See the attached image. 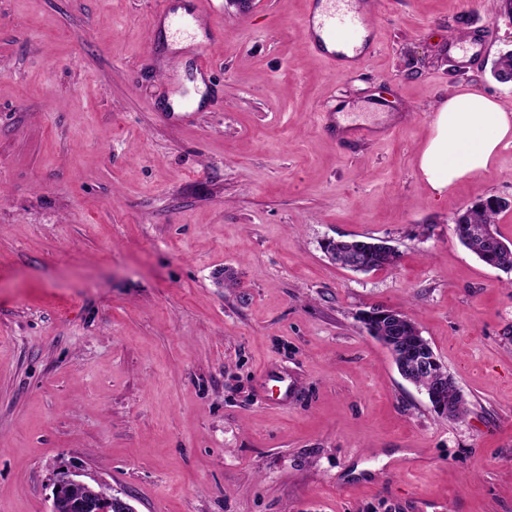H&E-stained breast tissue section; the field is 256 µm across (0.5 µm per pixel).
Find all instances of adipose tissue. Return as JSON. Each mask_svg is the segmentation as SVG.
Segmentation results:
<instances>
[{"label": "adipose tissue", "mask_w": 512, "mask_h": 512, "mask_svg": "<svg viewBox=\"0 0 512 512\" xmlns=\"http://www.w3.org/2000/svg\"><path fill=\"white\" fill-rule=\"evenodd\" d=\"M512 137V117L492 98L466 92L449 96L438 109L434 135L419 167L436 193L488 168L500 145Z\"/></svg>", "instance_id": "ef3b65f1"}]
</instances>
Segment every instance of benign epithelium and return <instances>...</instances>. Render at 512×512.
I'll return each mask as SVG.
<instances>
[{"label":"benign epithelium","mask_w":512,"mask_h":512,"mask_svg":"<svg viewBox=\"0 0 512 512\" xmlns=\"http://www.w3.org/2000/svg\"><path fill=\"white\" fill-rule=\"evenodd\" d=\"M50 512H135L122 497L104 498L81 479V472L62 473L54 484Z\"/></svg>","instance_id":"7a95c632"}]
</instances>
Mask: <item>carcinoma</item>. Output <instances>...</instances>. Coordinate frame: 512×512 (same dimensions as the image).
<instances>
[{
	"label": "carcinoma",
	"instance_id": "obj_1",
	"mask_svg": "<svg viewBox=\"0 0 512 512\" xmlns=\"http://www.w3.org/2000/svg\"><path fill=\"white\" fill-rule=\"evenodd\" d=\"M502 212L503 208L496 204L495 197L490 196L455 217V233L461 244L472 249L473 243L480 241L489 229L496 227L497 216ZM477 257L493 268L512 271V245L506 244L501 238L497 239V245L492 250L479 253ZM393 339L395 343L407 346L406 351H398L402 374L410 377L413 384L422 391L441 386L438 402L445 407L447 416L463 415L466 411L465 402L452 379L443 373L440 366L430 365L423 371L416 370L417 364L432 357L433 351L415 324L409 319L401 321Z\"/></svg>",
	"mask_w": 512,
	"mask_h": 512
}]
</instances>
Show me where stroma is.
Here are the masks:
<instances>
[{
  "label": "stroma",
  "instance_id": "stroma-1",
  "mask_svg": "<svg viewBox=\"0 0 512 512\" xmlns=\"http://www.w3.org/2000/svg\"><path fill=\"white\" fill-rule=\"evenodd\" d=\"M172 7L224 31L168 41L159 0H0V512H48L74 467L136 512H512V288L453 224L512 198V143L439 196L418 163L448 95L512 114L491 74L512 14L379 0L338 75L305 0ZM454 29L487 33L465 70ZM334 110L389 131L338 142ZM339 237L398 265L344 269ZM375 306L415 323L463 417L363 330Z\"/></svg>",
  "mask_w": 512,
  "mask_h": 512
}]
</instances>
